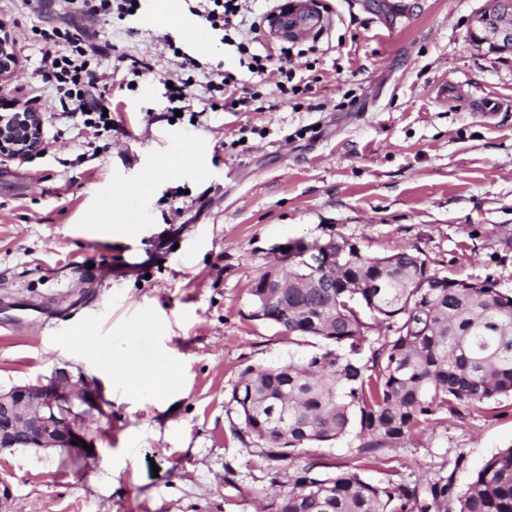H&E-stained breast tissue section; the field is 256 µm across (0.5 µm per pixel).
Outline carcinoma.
Wrapping results in <instances>:
<instances>
[{
    "label": "carcinoma",
    "instance_id": "cac0c4a2",
    "mask_svg": "<svg viewBox=\"0 0 512 512\" xmlns=\"http://www.w3.org/2000/svg\"><path fill=\"white\" fill-rule=\"evenodd\" d=\"M319 287L282 273L288 333L324 344L303 364L248 368L233 389L244 433L291 463L311 443L354 436L358 463L335 474L301 469L275 512H417L418 486L362 471L380 448L425 429L440 408H485L512 394V294L487 281L430 270L418 250L374 257L336 243V269ZM390 335L373 336L381 328ZM423 509L512 512V448L491 456L457 490L454 474L428 483Z\"/></svg>",
    "mask_w": 512,
    "mask_h": 512
}]
</instances>
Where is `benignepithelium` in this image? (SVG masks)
Segmentation results:
<instances>
[{"label":"benign epithelium","instance_id":"benign-epithelium-1","mask_svg":"<svg viewBox=\"0 0 512 512\" xmlns=\"http://www.w3.org/2000/svg\"><path fill=\"white\" fill-rule=\"evenodd\" d=\"M470 37L490 52L512 50V0H485L470 21ZM18 58L12 36H0V79L10 77ZM44 148L42 113L25 107L20 112L0 113V156L22 159ZM283 287L270 273L260 298L253 300L251 316L267 320L264 304ZM98 398L89 389H74L65 373L45 382L0 389V449L60 448L72 455L85 451L80 427V408L97 407Z\"/></svg>","mask_w":512,"mask_h":512}]
</instances>
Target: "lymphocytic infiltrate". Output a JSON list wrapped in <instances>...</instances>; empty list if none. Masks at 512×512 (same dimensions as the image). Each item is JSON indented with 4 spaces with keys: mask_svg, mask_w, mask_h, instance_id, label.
Instances as JSON below:
<instances>
[{
    "mask_svg": "<svg viewBox=\"0 0 512 512\" xmlns=\"http://www.w3.org/2000/svg\"><path fill=\"white\" fill-rule=\"evenodd\" d=\"M64 5L77 6L82 23L78 26H55L40 30L44 52L42 71L52 83L60 98L66 99L73 113L82 118L86 135L99 136L107 127L103 104L105 87L100 86L92 63L102 53L99 42L102 25L111 19L120 21L136 17L140 0H62ZM193 16L212 30L221 32L225 45L235 47L240 67L255 69L257 73L276 65L280 79L276 88L281 95H299L300 86L294 85L295 60L290 48L282 46L277 56L251 53L248 32L257 31L258 23L247 20V0H196L191 7Z\"/></svg>",
    "mask_w": 512,
    "mask_h": 512,
    "instance_id": "lymphocytic-infiltrate-1",
    "label": "lymphocytic infiltrate"
}]
</instances>
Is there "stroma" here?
<instances>
[{
    "instance_id": "obj_1",
    "label": "stroma",
    "mask_w": 512,
    "mask_h": 512,
    "mask_svg": "<svg viewBox=\"0 0 512 512\" xmlns=\"http://www.w3.org/2000/svg\"><path fill=\"white\" fill-rule=\"evenodd\" d=\"M483 0H325L333 22L300 99L274 96L277 71L244 76L257 106L223 105L169 124L163 84L175 71L156 23L114 21L96 73L111 82L114 126L88 140L40 74V28L68 20L56 0H0L15 40L14 77L0 96L43 115L42 151L0 156V388L67 372L99 393L81 423L92 447L78 462L58 451L0 452L12 483L10 512H274L301 468H349L348 436L303 449L295 463L266 458L243 437L234 387L249 368L301 362L312 343L250 317V287L284 247L329 239L370 256L420 250L431 269L490 281L512 293V52L491 53L469 36ZM177 42L200 64L238 66L220 33L202 52L183 29ZM147 60L129 90L113 59ZM463 86L506 101L492 120L449 106ZM347 110H338L340 101ZM190 163L146 195L117 204L144 167L176 149ZM125 207L128 224H110ZM96 328L102 343L134 334L148 364L184 362L163 403L128 396L71 336ZM512 446V394L488 410L432 415L426 429L380 449L369 479L426 485L454 474L458 488ZM464 467H455L458 456Z\"/></svg>"
}]
</instances>
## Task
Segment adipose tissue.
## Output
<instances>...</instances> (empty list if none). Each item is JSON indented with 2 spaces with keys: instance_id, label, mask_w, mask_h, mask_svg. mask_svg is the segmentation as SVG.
I'll list each match as a JSON object with an SVG mask.
<instances>
[{
  "instance_id": "obj_1",
  "label": "adipose tissue",
  "mask_w": 512,
  "mask_h": 512,
  "mask_svg": "<svg viewBox=\"0 0 512 512\" xmlns=\"http://www.w3.org/2000/svg\"><path fill=\"white\" fill-rule=\"evenodd\" d=\"M97 361L126 392L150 399L163 398L171 393L182 372V366L178 363L164 370L141 363L135 354L133 339L129 336L113 339L98 354Z\"/></svg>"
}]
</instances>
